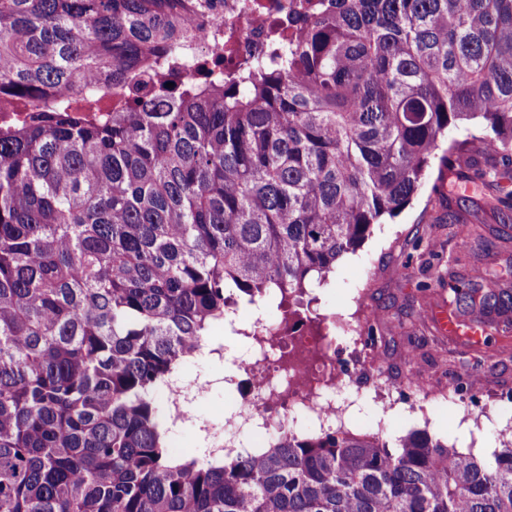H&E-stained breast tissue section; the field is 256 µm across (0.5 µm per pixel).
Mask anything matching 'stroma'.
<instances>
[{"instance_id": "35a3bbf8", "label": "stroma", "mask_w": 512, "mask_h": 512, "mask_svg": "<svg viewBox=\"0 0 512 512\" xmlns=\"http://www.w3.org/2000/svg\"><path fill=\"white\" fill-rule=\"evenodd\" d=\"M447 195V179L438 168H430L412 203L393 220L375 225L355 252L337 262L326 284L315 289L311 312L336 322L358 307L384 313L385 322L376 331L379 368L397 382L408 379L415 369L405 360L409 350L416 352L421 360L418 369L433 383L447 380L449 371L468 363L479 364V408H468L456 397L435 400L399 389L384 394L348 382L337 399L342 413L331 421V428L379 434L392 442L421 430L486 461L512 441V402L493 396L497 390H512V324L474 345L441 330L431 314L449 308L454 295L444 283L452 272L468 278L473 270L494 269L501 276L500 287L512 290V251H498L484 240L463 243L454 238L449 219H468L475 194L460 190L456 201ZM259 317L275 324L281 314L271 302L260 308L239 304L235 330L217 329L209 338L210 344L223 349L224 358L204 352L192 358L188 375L204 382L205 388L193 400L195 420L174 433L176 443L205 448L222 437L224 381L238 378L240 365L249 361L247 334Z\"/></svg>"}]
</instances>
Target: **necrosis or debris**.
<instances>
[{
	"label": "necrosis or debris",
	"mask_w": 512,
	"mask_h": 512,
	"mask_svg": "<svg viewBox=\"0 0 512 512\" xmlns=\"http://www.w3.org/2000/svg\"><path fill=\"white\" fill-rule=\"evenodd\" d=\"M237 3L224 0L225 20L236 23V54L224 59L228 70L236 57L261 55L271 31L288 25V0H259V9L245 16L238 14ZM252 341L256 356L244 367L247 386L234 382L226 390L240 425L252 433L249 441L234 442L240 453L265 447L271 436L287 430L293 416H305L311 424L334 420L343 381L366 376L373 384L386 383L377 369L376 349L361 335L352 337L341 354L323 337L278 336L267 323L256 325Z\"/></svg>",
	"instance_id": "4bbe7bcc"
}]
</instances>
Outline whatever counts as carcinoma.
Returning <instances> with one entry per match:
<instances>
[{"instance_id": "carcinoma-1", "label": "carcinoma", "mask_w": 512, "mask_h": 512, "mask_svg": "<svg viewBox=\"0 0 512 512\" xmlns=\"http://www.w3.org/2000/svg\"><path fill=\"white\" fill-rule=\"evenodd\" d=\"M208 12L204 84L165 77ZM224 0H0V512H512V442L169 446L157 390L239 303L293 334L434 159L512 211V0H319L224 76ZM481 126L479 144L450 127ZM466 241L512 235L475 212ZM485 316L508 293L448 284Z\"/></svg>"}]
</instances>
